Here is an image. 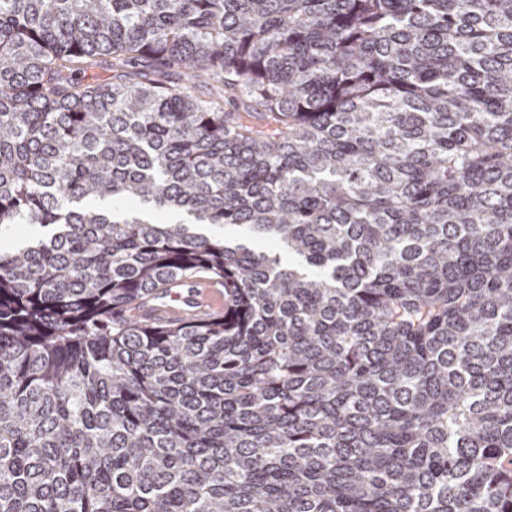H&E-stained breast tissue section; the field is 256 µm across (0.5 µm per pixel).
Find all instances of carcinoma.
<instances>
[{
  "label": "carcinoma",
  "instance_id": "obj_1",
  "mask_svg": "<svg viewBox=\"0 0 512 512\" xmlns=\"http://www.w3.org/2000/svg\"><path fill=\"white\" fill-rule=\"evenodd\" d=\"M16 224L0 512H512V0H0ZM190 288L188 295L186 290H180L182 296H186L184 306H173L168 302L154 304L152 315L168 319L183 318L186 315H202L223 304L224 297L213 289L200 286L196 280L188 281Z\"/></svg>",
  "mask_w": 512,
  "mask_h": 512
}]
</instances>
